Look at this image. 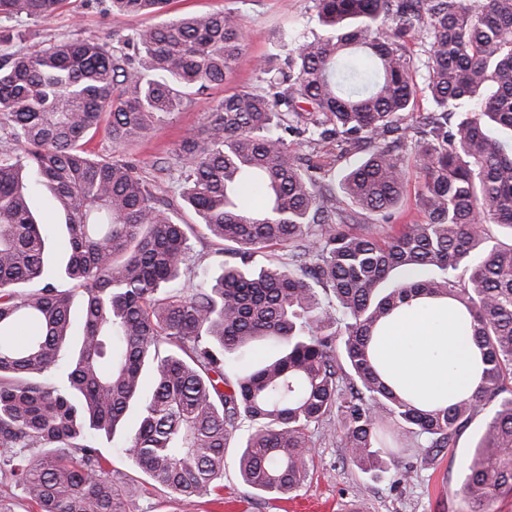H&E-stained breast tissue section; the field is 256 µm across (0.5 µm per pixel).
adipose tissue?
<instances>
[{"mask_svg":"<svg viewBox=\"0 0 512 512\" xmlns=\"http://www.w3.org/2000/svg\"><path fill=\"white\" fill-rule=\"evenodd\" d=\"M378 354L413 394L444 403L471 393L478 382L476 349L446 303L424 299L390 322Z\"/></svg>","mask_w":512,"mask_h":512,"instance_id":"adipose-tissue-1","label":"adipose tissue"}]
</instances>
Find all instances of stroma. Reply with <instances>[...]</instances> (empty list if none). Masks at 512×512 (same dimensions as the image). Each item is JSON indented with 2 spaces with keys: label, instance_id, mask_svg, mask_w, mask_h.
<instances>
[{
  "label": "stroma",
  "instance_id": "obj_1",
  "mask_svg": "<svg viewBox=\"0 0 512 512\" xmlns=\"http://www.w3.org/2000/svg\"><path fill=\"white\" fill-rule=\"evenodd\" d=\"M224 9L234 12L245 35V48L223 85L190 97L182 110L155 124L145 137L113 146L105 133L88 144L92 152L132 164L144 179L156 183L163 197H176L181 164L176 145L190 132L201 131L225 94L258 87L259 66L271 55L286 56L301 32L316 29L311 0H171L165 15L173 20L194 12ZM137 18L113 12L110 0H67L51 19L0 18V35H11L13 51L30 53L63 39L88 35H125L139 26ZM285 42H278V35ZM483 425L474 420L455 447L443 449L420 470L417 481L394 486L392 478L366 477L346 457L335 436L313 438L315 467L300 489L279 499H267L246 486L228 449L223 496L176 497L140 484L128 503L129 512H465L459 489L462 464L470 455Z\"/></svg>",
  "mask_w": 512,
  "mask_h": 512
}]
</instances>
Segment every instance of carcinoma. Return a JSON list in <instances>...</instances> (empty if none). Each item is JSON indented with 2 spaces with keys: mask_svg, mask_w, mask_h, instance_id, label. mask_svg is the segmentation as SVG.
Masks as SVG:
<instances>
[{
  "mask_svg": "<svg viewBox=\"0 0 512 512\" xmlns=\"http://www.w3.org/2000/svg\"><path fill=\"white\" fill-rule=\"evenodd\" d=\"M65 2L0 0V16L49 20ZM169 2L112 7L141 17ZM314 8L322 33L261 64L263 86L224 97L202 135L176 148L180 198L222 242L199 285L194 225L177 223L133 165L86 144L103 124L115 146L142 138L223 83L244 49L236 15L188 14L27 54L0 48V125L20 145L0 156V463L41 512H127L135 483L112 480L103 436L154 486L213 494L244 422L240 476L277 499L306 483L313 434L332 422L361 472L407 483L417 470L385 446L388 426L414 437L423 463L483 415L461 497L494 512L512 492V142L490 130L512 133V0ZM420 91L433 109L415 121ZM289 134L336 143L338 161L367 151L340 171L333 208L326 173ZM400 147L422 179L423 219L384 236L353 231L341 205L384 221L399 205ZM35 188L64 218L70 251L59 261L32 214ZM272 247L288 265L257 262ZM421 298L464 310L480 358L476 389L446 406L396 386L375 352L381 330ZM258 344L270 355L227 372ZM134 407L139 427L116 437Z\"/></svg>",
  "mask_w": 512,
  "mask_h": 512,
  "instance_id": "obj_1",
  "label": "carcinoma"
}]
</instances>
